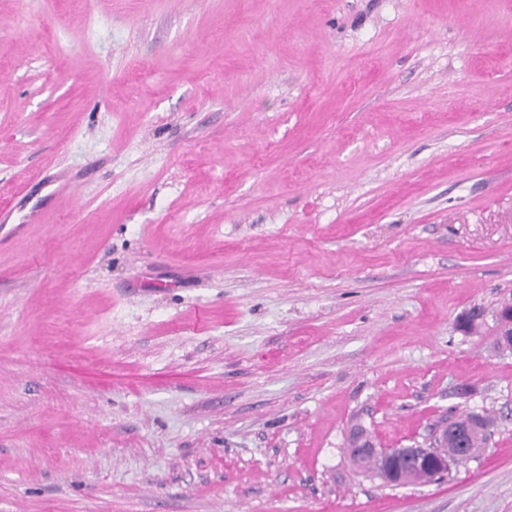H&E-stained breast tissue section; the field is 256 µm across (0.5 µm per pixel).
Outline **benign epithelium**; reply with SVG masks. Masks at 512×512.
Instances as JSON below:
<instances>
[{
	"instance_id": "7a95c632",
	"label": "benign epithelium",
	"mask_w": 512,
	"mask_h": 512,
	"mask_svg": "<svg viewBox=\"0 0 512 512\" xmlns=\"http://www.w3.org/2000/svg\"><path fill=\"white\" fill-rule=\"evenodd\" d=\"M499 347L512 351V304L503 305L497 312ZM468 431L447 422L432 435L431 444H416L404 450L382 448L366 434L352 433L345 445L347 455L354 457L365 472L389 485L403 480L409 472L421 463L433 464L439 473L446 474L450 469L467 460L465 438ZM456 444L455 452L448 454L444 448L448 443Z\"/></svg>"
}]
</instances>
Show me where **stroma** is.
Returning a JSON list of instances; mask_svg holds the SVG:
<instances>
[{"label":"stroma","mask_w":512,"mask_h":512,"mask_svg":"<svg viewBox=\"0 0 512 512\" xmlns=\"http://www.w3.org/2000/svg\"><path fill=\"white\" fill-rule=\"evenodd\" d=\"M2 208L0 512H512V0H0ZM497 339L502 350L512 351V304L503 305L497 312ZM468 430L453 426L451 422L441 425L432 435L431 443L416 444L413 448H381L366 434L352 433L348 436L345 452L354 457L365 472L377 478L383 485L404 480L409 472L421 463H432L440 474H447L452 466L467 460L465 438ZM455 452L448 456L451 445ZM433 445V446H432ZM443 445V447H442ZM448 452H442L447 450ZM433 448H439L435 452Z\"/></svg>","instance_id":"stroma-1"}]
</instances>
